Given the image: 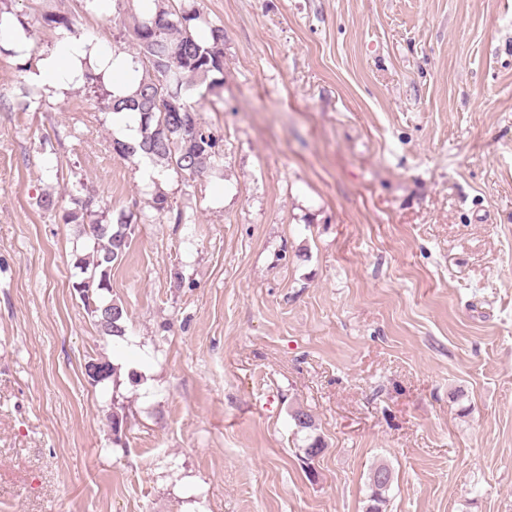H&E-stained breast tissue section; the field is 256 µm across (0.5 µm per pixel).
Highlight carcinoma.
I'll list each match as a JSON object with an SVG mask.
<instances>
[{
  "instance_id": "1",
  "label": "carcinoma",
  "mask_w": 512,
  "mask_h": 512,
  "mask_svg": "<svg viewBox=\"0 0 512 512\" xmlns=\"http://www.w3.org/2000/svg\"><path fill=\"white\" fill-rule=\"evenodd\" d=\"M152 2L155 8L143 10L132 27L134 63L143 72L138 88L129 96L105 92L103 106L105 112L136 121L141 139L135 143L116 140L113 150L123 157L139 154L177 173L199 176L214 167L220 151L216 137L199 121L191 93L202 86L210 91L223 84L214 74H224V28L210 25L208 36L201 37L193 32L195 22L201 20L196 11L164 0ZM152 204L159 214L176 224L182 222V213L174 211L166 195L154 196ZM95 205V197L89 196L65 214L68 223L83 226L91 243L88 254L75 255L73 267L80 277L73 288L104 334L123 337L125 311L107 294L112 291V268L130 246L136 215L123 209L114 222L85 221ZM127 422L126 405L112 400V434L120 437ZM392 480L388 466L371 468L365 512H386L385 493Z\"/></svg>"
}]
</instances>
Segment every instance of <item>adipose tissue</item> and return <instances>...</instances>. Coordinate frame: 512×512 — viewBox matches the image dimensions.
Returning a JSON list of instances; mask_svg holds the SVG:
<instances>
[{
    "mask_svg": "<svg viewBox=\"0 0 512 512\" xmlns=\"http://www.w3.org/2000/svg\"><path fill=\"white\" fill-rule=\"evenodd\" d=\"M103 72L112 92L118 95L133 93L138 81L133 73V62L125 53L102 48H88L83 37H68L59 42L54 53L40 57L30 81L45 90H59L78 84L85 69Z\"/></svg>",
    "mask_w": 512,
    "mask_h": 512,
    "instance_id": "ef3b65f1",
    "label": "adipose tissue"
}]
</instances>
